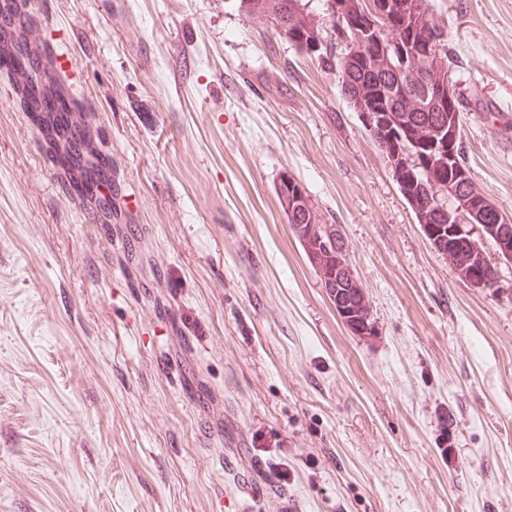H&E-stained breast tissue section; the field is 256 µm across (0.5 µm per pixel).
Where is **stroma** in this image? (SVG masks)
Wrapping results in <instances>:
<instances>
[{"instance_id": "1", "label": "stroma", "mask_w": 512, "mask_h": 512, "mask_svg": "<svg viewBox=\"0 0 512 512\" xmlns=\"http://www.w3.org/2000/svg\"><path fill=\"white\" fill-rule=\"evenodd\" d=\"M512 219V0H432ZM112 158L103 220L0 74V512H512V263L458 278L338 70L235 0H35ZM336 225L352 333L277 195ZM134 228L127 238L126 228Z\"/></svg>"}]
</instances>
